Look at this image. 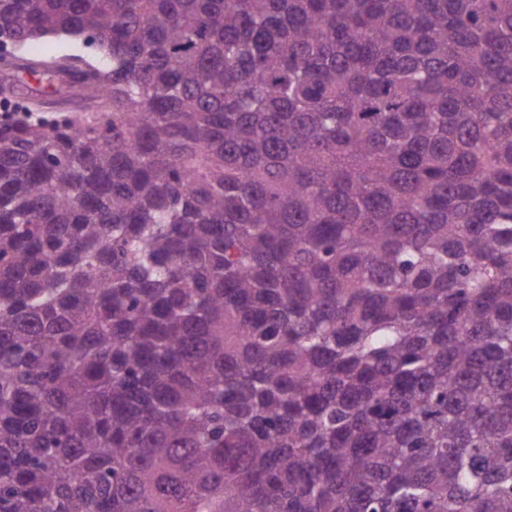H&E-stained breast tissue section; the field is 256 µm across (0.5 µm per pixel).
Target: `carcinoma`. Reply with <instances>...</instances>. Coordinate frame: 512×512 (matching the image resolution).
Segmentation results:
<instances>
[{"instance_id":"1","label":"carcinoma","mask_w":512,"mask_h":512,"mask_svg":"<svg viewBox=\"0 0 512 512\" xmlns=\"http://www.w3.org/2000/svg\"><path fill=\"white\" fill-rule=\"evenodd\" d=\"M51 35L0 512H512V0H0ZM32 46L37 48V50L43 54V57L69 53H80L87 57H91L90 49L85 48L82 45H76L74 41L66 37H47L39 40ZM23 106H30L41 112L46 121H51L55 115L64 113L66 109L87 106L88 102L79 98L71 97L68 94H52L51 89H45L43 95H38L34 100H24Z\"/></svg>"}]
</instances>
